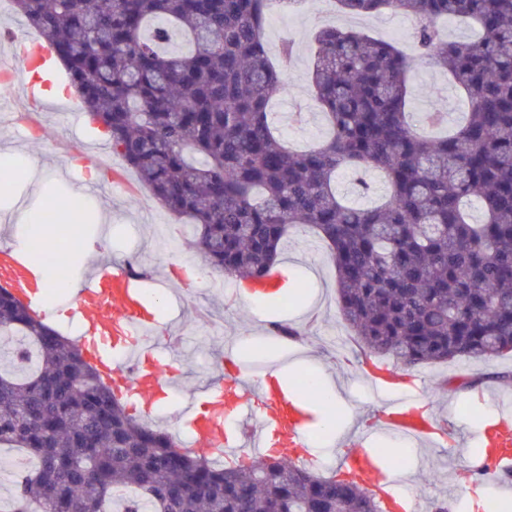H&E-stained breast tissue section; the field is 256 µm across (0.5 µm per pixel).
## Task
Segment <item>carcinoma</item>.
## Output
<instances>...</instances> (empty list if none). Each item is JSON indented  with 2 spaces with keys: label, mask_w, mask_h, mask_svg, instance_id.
Returning <instances> with one entry per match:
<instances>
[{
  "label": "carcinoma",
  "mask_w": 512,
  "mask_h": 512,
  "mask_svg": "<svg viewBox=\"0 0 512 512\" xmlns=\"http://www.w3.org/2000/svg\"><path fill=\"white\" fill-rule=\"evenodd\" d=\"M64 63L112 154L195 226L204 262L261 284L288 232L314 229L336 271L342 320L371 355L405 365L512 352V0H335L346 16L416 19L412 42L465 96V119L408 111L407 57L391 41L327 25L310 82L328 125L295 151L275 132L285 89L265 13L294 0H11ZM458 18L471 40L444 37ZM342 170L382 174L374 205L337 191ZM477 205L480 219L471 215ZM0 447L9 512H380L352 481L281 457L218 466L128 412L74 339L0 286Z\"/></svg>",
  "instance_id": "cac0c4a2"
}]
</instances>
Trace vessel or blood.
<instances>
[{"mask_svg":"<svg viewBox=\"0 0 512 512\" xmlns=\"http://www.w3.org/2000/svg\"><path fill=\"white\" fill-rule=\"evenodd\" d=\"M132 282L124 271L101 268L68 300L66 309L84 330L81 344L85 356L97 365L117 394L132 396L141 413L149 416L160 395L174 384L180 361L173 358L163 364L155 360L154 346L148 341L155 325L142 312ZM0 284L12 288L38 311L54 305L50 288L35 276L29 257L10 246L0 247ZM227 365L230 376L227 381L211 385L207 410H186L191 449L227 459L236 457V441L224 434V420L232 416L245 422L244 434L253 449H263L274 437L279 454L299 461V445L288 437L287 397L268 383L260 388L257 397H250L235 360H228Z\"/></svg>","mask_w":512,"mask_h":512,"instance_id":"obj_1","label":"vessel or blood"}]
</instances>
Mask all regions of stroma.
Returning a JSON list of instances; mask_svg holds the SVG:
<instances>
[{"label":"stroma","instance_id":"35a3bbf8","mask_svg":"<svg viewBox=\"0 0 512 512\" xmlns=\"http://www.w3.org/2000/svg\"><path fill=\"white\" fill-rule=\"evenodd\" d=\"M326 0H310L299 14L270 11L264 39L272 62H282L285 43L295 53L284 62L285 93L271 103L274 123L288 141L303 148L322 138L327 127L312 111L309 81L311 37L320 27L344 22ZM412 18L386 11L358 21L361 31L394 41L415 58ZM414 112L438 110L449 121L461 119L465 105L446 75L435 69L412 68ZM20 80H0V169L10 168V182L0 187V244L13 242L11 225L19 210L53 205L67 212L74 191L90 219L74 236L67 268L85 274L97 257L122 267L135 250L144 279L137 288L150 300L155 319L179 324L186 343L167 346V355L181 356L188 375L160 403V427L179 432L177 418L200 390L224 371L226 353H233L247 376L263 377L272 367L288 368V400L310 438L311 468L324 475L346 472L352 459L364 455L377 463L365 480L374 490L390 480L399 497L417 500L422 512L444 505L448 512H484L487 500L512 512V353L490 362L456 359L425 367H408L392 355L366 357L352 330L343 322L336 301L335 270L328 250L309 228L293 229L279 256L268 287L303 288V297L272 311L242 294V281L216 270H203L190 243L195 228L168 212L118 159L109 168H86L81 158L109 150L107 136L94 130L77 98L69 112L39 110L24 101ZM300 112L302 123L289 122ZM34 166L41 184L29 183ZM99 243L98 255L82 256L78 244ZM285 320L303 330L299 344L284 343L269 333L272 320ZM316 375L322 386L336 385L341 394L333 414L297 386L304 374Z\"/></svg>","mask_w":512,"mask_h":512}]
</instances>
